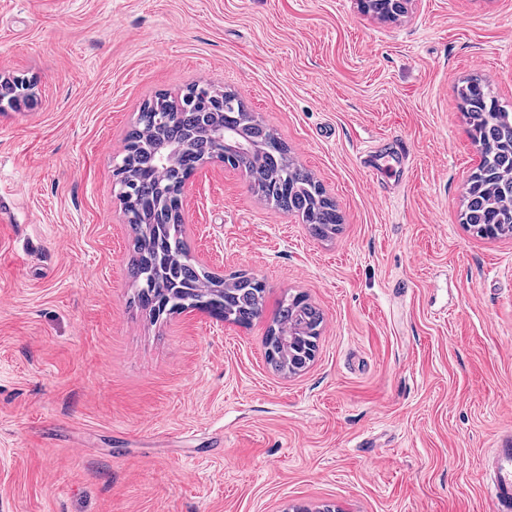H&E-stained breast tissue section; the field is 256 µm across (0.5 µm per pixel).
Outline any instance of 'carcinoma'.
Returning a JSON list of instances; mask_svg holds the SVG:
<instances>
[{"label": "carcinoma", "mask_w": 512, "mask_h": 512, "mask_svg": "<svg viewBox=\"0 0 512 512\" xmlns=\"http://www.w3.org/2000/svg\"><path fill=\"white\" fill-rule=\"evenodd\" d=\"M459 95L469 102L472 131L487 149L484 176L467 191L464 223L480 234L486 225L496 224L499 234L506 235L512 232V182L502 173L512 171V125L481 81L466 82ZM221 123L250 145V152L231 164L245 171L254 192L274 208L301 216L316 235L336 233V205L312 174L288 155L273 130L247 112L235 94L213 97L194 85L177 100L156 96L126 136V154L117 167L129 173L130 181L118 183L119 195L137 232L129 275L138 287V303L152 313L162 302L170 312L204 305L228 322L248 325L263 314L265 287L246 273L221 278L197 265L184 239L180 197L170 194L213 159L215 146L208 130ZM178 144L183 149L175 161L162 167L160 148ZM321 323L319 310L304 297L282 299L273 318L280 335L264 340L269 364L284 372L304 369L309 364L306 350L317 340Z\"/></svg>", "instance_id": "obj_1"}]
</instances>
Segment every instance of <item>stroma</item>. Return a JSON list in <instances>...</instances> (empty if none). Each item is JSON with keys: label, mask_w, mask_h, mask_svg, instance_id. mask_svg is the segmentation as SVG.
I'll return each mask as SVG.
<instances>
[{"label": "stroma", "mask_w": 512, "mask_h": 512, "mask_svg": "<svg viewBox=\"0 0 512 512\" xmlns=\"http://www.w3.org/2000/svg\"><path fill=\"white\" fill-rule=\"evenodd\" d=\"M512 111V0H0V512H494L512 433V236L461 221L478 165L458 89ZM237 93L335 202L333 238L206 163L182 189L194 260L265 285L244 327L153 316L113 169L143 104ZM412 147L398 158L396 138ZM322 316L274 371L279 301ZM490 472V496L495 512L512 511V439L511 436L500 445L491 448L486 457Z\"/></svg>", "instance_id": "35a3bbf8"}]
</instances>
